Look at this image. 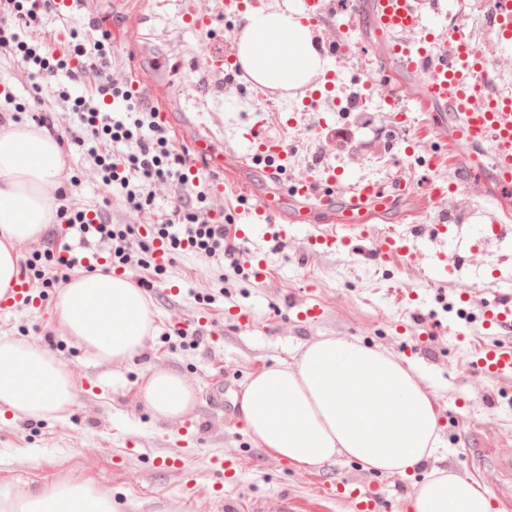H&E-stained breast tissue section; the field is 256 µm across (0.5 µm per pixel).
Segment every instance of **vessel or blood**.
<instances>
[{
    "mask_svg": "<svg viewBox=\"0 0 512 512\" xmlns=\"http://www.w3.org/2000/svg\"><path fill=\"white\" fill-rule=\"evenodd\" d=\"M224 0H208L199 7L196 0H185L182 19L195 30L210 29L216 17L223 13ZM334 0H301L303 21L310 26L334 18ZM449 11L447 0H353L351 30L369 28L377 44L385 49L398 68L409 77L403 96L425 106H436L447 112L451 123L450 140L455 148L466 150L472 162L482 156L492 158L491 177L505 190L512 188V97L496 93V71L490 67L483 51L466 37L448 39L444 32L429 25L432 17ZM487 24L495 35V48L500 55L512 54V0H488ZM205 71H220L246 76L234 44L215 45L205 52ZM247 151L271 157L264 172L270 180H280L281 165L287 160L283 146L276 141L258 138L254 131L242 132ZM194 151L217 175L224 172V153L208 139L195 141ZM330 184L332 194L321 191V184ZM342 197L343 210L360 217L368 202L378 205L388 202L383 190L372 183L343 186L335 169L324 168L320 177H307L286 189L280 200L260 199L247 211L243 237L259 230L271 229V238L282 243L286 230L276 229L278 219L290 223H306L302 212L288 209L289 201L319 198L324 207H331L334 197ZM484 318L488 329L512 337V297H502L486 304ZM483 376L501 379L512 377V347L485 352L475 362ZM339 497L348 500L354 512H377L378 496L353 482L337 486Z\"/></svg>",
    "mask_w": 512,
    "mask_h": 512,
    "instance_id": "vessel-or-blood-1",
    "label": "vessel or blood"
}]
</instances>
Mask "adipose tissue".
<instances>
[{
    "label": "adipose tissue",
    "instance_id": "ef3b65f1",
    "mask_svg": "<svg viewBox=\"0 0 512 512\" xmlns=\"http://www.w3.org/2000/svg\"><path fill=\"white\" fill-rule=\"evenodd\" d=\"M241 60L259 84L295 90L325 72L309 25L293 8L247 16L238 35ZM67 164L55 138L32 128L0 127V297L18 276L17 242L54 220L49 193ZM53 315L65 335L97 358L139 353L154 331L145 292L98 268L73 275L57 293ZM149 410L183 416L195 395L181 375L157 369L143 387ZM73 400L65 364L40 347L0 339V407L48 417ZM240 409L253 442L289 461L318 468L339 458L389 476L421 468L440 445L433 396L411 367L358 340L325 338L291 364L250 375ZM479 483L434 470L414 485L406 512H493ZM0 512H112V497L69 478L50 484L18 479L0 485Z\"/></svg>",
    "mask_w": 512,
    "mask_h": 512
}]
</instances>
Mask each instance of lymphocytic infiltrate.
Segmentation results:
<instances>
[{"instance_id":"f902f5d3","label":"lymphocytic infiltrate","mask_w":512,"mask_h":512,"mask_svg":"<svg viewBox=\"0 0 512 512\" xmlns=\"http://www.w3.org/2000/svg\"><path fill=\"white\" fill-rule=\"evenodd\" d=\"M0 8V47H12L14 80L38 87L40 80L61 76L82 87L75 96L76 118L66 139L93 162L103 185L118 193L131 213L150 215L166 192L195 189L197 207L174 206L149 233L136 224H113L93 210L76 212L74 223L84 233L110 246L107 260L118 269L149 266L156 244L169 252L190 251L217 263L238 267L236 248L228 241L223 217L214 213L211 187L190 175L188 149L176 132L158 118L157 104L125 71L112 65L110 30L90 19L92 37L71 39L59 54L57 34L47 33L48 17L64 18L60 0H5Z\"/></svg>"}]
</instances>
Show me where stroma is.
I'll return each instance as SVG.
<instances>
[{
  "label": "stroma",
  "mask_w": 512,
  "mask_h": 512,
  "mask_svg": "<svg viewBox=\"0 0 512 512\" xmlns=\"http://www.w3.org/2000/svg\"><path fill=\"white\" fill-rule=\"evenodd\" d=\"M133 14L146 15L142 28L125 25ZM94 17L111 25L117 66L138 73L149 98L170 111L169 124L180 140L196 128L225 151L242 154L238 134L250 127L282 144L288 162L281 182L264 176L266 161L260 157H244L224 178L230 239L249 253L270 251V261L260 276L251 267L223 268L195 254L175 256L160 272L133 268L134 277L150 283L146 294L156 330L141 353L123 362L98 359L73 345L52 316L53 298L0 313V338L47 350L68 364L74 383V400L65 411L45 418L0 416V481L73 477L109 492L114 512H229L240 499L274 504L284 490L292 497V512H352L345 501L325 494L329 481L378 486V512H405L414 484L436 468L493 486L495 472L480 467L474 451L512 450V378L481 379L471 362L506 342L485 328L483 312L487 301L512 295V225L506 238H495L489 217L478 210L494 199L512 213V194L499 195L489 174L468 175L466 155L438 137L443 112L404 114L373 101L359 77L393 72L392 66L378 45L344 27L333 33L348 49L328 59L336 73L334 95L308 104L302 88H269L253 99L240 78L197 71L203 52L242 26L233 14L217 19L210 32H191L176 0H85L70 13L69 25L82 31ZM393 74L403 81L402 73ZM58 91L54 80L38 92L13 87L28 113L49 112L55 125L68 126L72 116ZM322 166L353 183L403 185L402 195L374 213L371 237L418 238L421 247L445 252L452 275L423 269L400 254L378 260L368 240L333 252L311 251L308 235L327 227V215L315 201L311 223L279 247L261 239L240 241L247 208ZM67 171L78 181L66 201L70 212L95 210L116 224L136 223L73 146ZM433 180L457 183L460 192L439 207L426 203ZM444 208L456 222L442 240L431 230ZM170 285L179 288L178 296L165 294ZM298 303L318 304L323 318L298 324ZM232 307L250 315L252 328L227 320ZM328 337L358 338L393 354L411 364L434 394L442 446L413 474L389 477L346 459L301 468L253 443L235 393L251 373L291 360L301 346ZM158 368L182 375L192 386L195 405L186 415L167 419L147 408L142 386ZM229 455L238 458L239 469L226 485L213 460ZM163 456L182 458L183 469L161 468Z\"/></svg>",
  "instance_id": "1"
}]
</instances>
